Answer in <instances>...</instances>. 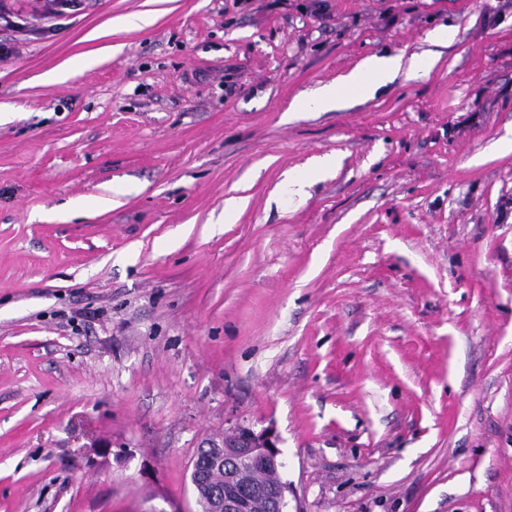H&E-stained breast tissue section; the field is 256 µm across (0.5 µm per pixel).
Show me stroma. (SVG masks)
Here are the masks:
<instances>
[{"label": "stroma", "instance_id": "obj_1", "mask_svg": "<svg viewBox=\"0 0 512 512\" xmlns=\"http://www.w3.org/2000/svg\"><path fill=\"white\" fill-rule=\"evenodd\" d=\"M45 2L0 0V512H197L240 425L288 512H512V0ZM402 70L407 77H417L421 72L429 71L425 67V60L416 55L410 56L406 62L403 55L372 56L336 84L323 86L312 94L300 95L288 111H325L346 97L348 93L373 97L380 89L393 82Z\"/></svg>", "mask_w": 512, "mask_h": 512}]
</instances>
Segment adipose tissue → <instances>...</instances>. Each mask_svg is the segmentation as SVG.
<instances>
[{
  "mask_svg": "<svg viewBox=\"0 0 512 512\" xmlns=\"http://www.w3.org/2000/svg\"><path fill=\"white\" fill-rule=\"evenodd\" d=\"M425 70V61L418 56H372L345 75L339 82L304 94L291 105L295 112H320L331 108L340 99L352 93L367 97L393 82L399 75L419 76Z\"/></svg>",
  "mask_w": 512,
  "mask_h": 512,
  "instance_id": "adipose-tissue-1",
  "label": "adipose tissue"
}]
</instances>
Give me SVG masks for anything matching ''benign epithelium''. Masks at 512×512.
Instances as JSON below:
<instances>
[{
    "label": "benign epithelium",
    "mask_w": 512,
    "mask_h": 512,
    "mask_svg": "<svg viewBox=\"0 0 512 512\" xmlns=\"http://www.w3.org/2000/svg\"><path fill=\"white\" fill-rule=\"evenodd\" d=\"M212 461L229 465V479L224 484V493L211 494L209 512H252L256 501L268 497L275 500L277 512H288V482L281 481L269 489L255 485L250 477L253 470H284L282 450L273 432H256L239 425L224 436Z\"/></svg>",
    "instance_id": "1"
}]
</instances>
